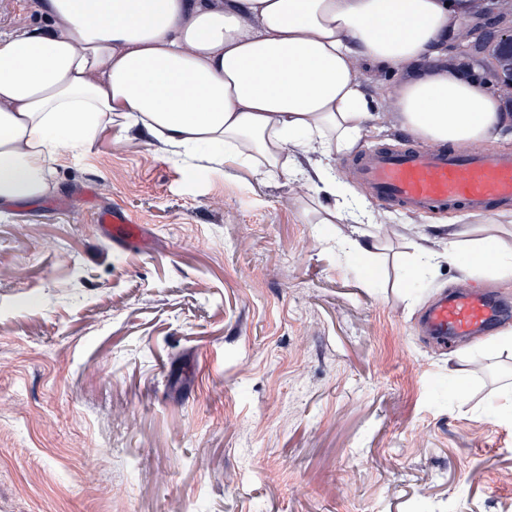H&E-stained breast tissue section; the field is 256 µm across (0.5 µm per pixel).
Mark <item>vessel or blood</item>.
Here are the masks:
<instances>
[{"label": "vessel or blood", "instance_id": "vessel-or-blood-1", "mask_svg": "<svg viewBox=\"0 0 512 512\" xmlns=\"http://www.w3.org/2000/svg\"><path fill=\"white\" fill-rule=\"evenodd\" d=\"M363 191L419 213L465 209L482 214L492 205L512 201V153L489 150L433 151L413 144L378 149L358 156L350 169ZM117 240L139 234L138 225L120 213L101 214ZM507 317L501 300L480 291L446 294L428 305L423 315L426 335L447 344L458 337L482 333Z\"/></svg>", "mask_w": 512, "mask_h": 512}]
</instances>
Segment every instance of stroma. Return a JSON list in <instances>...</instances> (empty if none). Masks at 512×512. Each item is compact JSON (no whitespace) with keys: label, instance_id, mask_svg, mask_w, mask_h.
<instances>
[{"label":"stroma","instance_id":"obj_1","mask_svg":"<svg viewBox=\"0 0 512 512\" xmlns=\"http://www.w3.org/2000/svg\"><path fill=\"white\" fill-rule=\"evenodd\" d=\"M53 181L0 211V512H512V356L419 327L444 292L512 302L417 266L420 234L475 216L370 198L380 248L346 262L313 189L118 129ZM120 210L137 240L99 223Z\"/></svg>","mask_w":512,"mask_h":512}]
</instances>
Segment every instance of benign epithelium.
<instances>
[{"label":"benign epithelium","mask_w":512,"mask_h":512,"mask_svg":"<svg viewBox=\"0 0 512 512\" xmlns=\"http://www.w3.org/2000/svg\"><path fill=\"white\" fill-rule=\"evenodd\" d=\"M481 13L467 26L465 35L456 45V51L481 61L497 73H512V9H505L507 0H481ZM497 47L495 55L484 56L488 44Z\"/></svg>","instance_id":"7a95c632"}]
</instances>
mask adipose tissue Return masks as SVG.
I'll return each mask as SVG.
<instances>
[{"label": "adipose tissue", "instance_id": "adipose-tissue-1", "mask_svg": "<svg viewBox=\"0 0 512 512\" xmlns=\"http://www.w3.org/2000/svg\"><path fill=\"white\" fill-rule=\"evenodd\" d=\"M479 0H40L45 30L0 31V208L49 194L52 165L85 155L113 128L137 129L186 169L233 161L335 197L321 223L373 254L378 217L333 163L380 128L489 148L512 132L503 96L447 63ZM386 71L375 96L363 71ZM417 260L512 279V243L488 234L427 241Z\"/></svg>", "mask_w": 512, "mask_h": 512}]
</instances>
